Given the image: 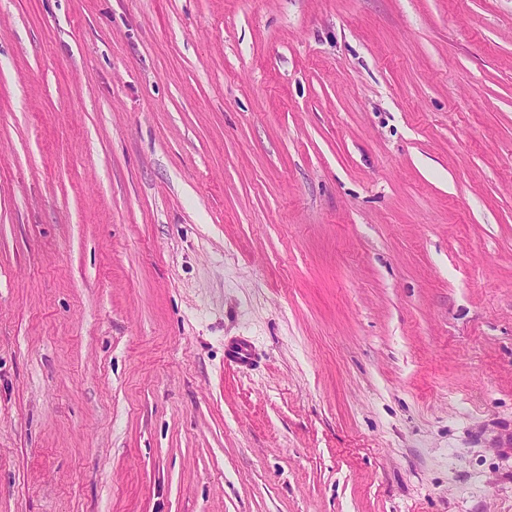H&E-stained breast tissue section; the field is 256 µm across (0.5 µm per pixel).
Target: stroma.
Wrapping results in <instances>:
<instances>
[{"label":"stroma","mask_w":512,"mask_h":512,"mask_svg":"<svg viewBox=\"0 0 512 512\" xmlns=\"http://www.w3.org/2000/svg\"><path fill=\"white\" fill-rule=\"evenodd\" d=\"M0 512H512V0H0ZM226 358L235 365L251 364L255 360V352L245 338H240L227 345Z\"/></svg>","instance_id":"obj_1"}]
</instances>
